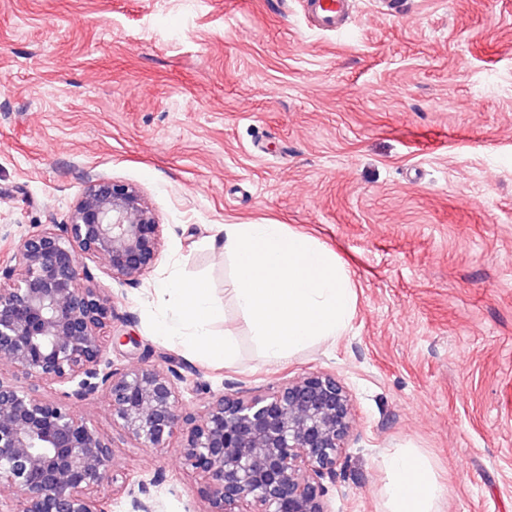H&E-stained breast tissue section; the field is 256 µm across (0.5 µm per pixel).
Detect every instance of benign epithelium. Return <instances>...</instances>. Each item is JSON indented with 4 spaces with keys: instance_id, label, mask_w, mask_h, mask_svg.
Returning a JSON list of instances; mask_svg holds the SVG:
<instances>
[{
    "instance_id": "7a95c632",
    "label": "benign epithelium",
    "mask_w": 512,
    "mask_h": 512,
    "mask_svg": "<svg viewBox=\"0 0 512 512\" xmlns=\"http://www.w3.org/2000/svg\"><path fill=\"white\" fill-rule=\"evenodd\" d=\"M163 225L133 185L95 179L67 222L29 232L0 266L1 498L14 512H108L92 492L109 479L110 442L79 413L102 392L112 424L138 447L161 452L177 438L186 468L204 481L205 512H329L323 480H336L353 428L346 387L324 371L277 387L211 397L186 411L173 367L104 370L103 330L115 317L84 259L135 284L156 264ZM69 386L49 400L34 383ZM130 512H153L145 483L122 486Z\"/></svg>"
}]
</instances>
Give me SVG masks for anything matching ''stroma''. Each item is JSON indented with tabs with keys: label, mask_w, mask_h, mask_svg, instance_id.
Returning a JSON list of instances; mask_svg holds the SVG:
<instances>
[{
	"label": "stroma",
	"mask_w": 512,
	"mask_h": 512,
	"mask_svg": "<svg viewBox=\"0 0 512 512\" xmlns=\"http://www.w3.org/2000/svg\"><path fill=\"white\" fill-rule=\"evenodd\" d=\"M352 29H310L300 0H0V263L89 180L134 185L162 250L136 285L88 260L118 315L106 362L183 366L194 413L228 380L333 373L355 422L332 512H387L399 448L431 460L439 512H512V0H361ZM224 224L332 251L356 294L347 332L266 362L205 244ZM175 273L223 302L233 359L156 337ZM81 411L112 445L111 512H129V477L157 512H204L177 445L136 447L103 397Z\"/></svg>",
	"instance_id": "1"
}]
</instances>
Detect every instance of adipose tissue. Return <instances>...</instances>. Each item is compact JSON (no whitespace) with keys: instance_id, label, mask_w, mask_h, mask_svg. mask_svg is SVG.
Returning <instances> with one entry per match:
<instances>
[{"instance_id":"adipose-tissue-1","label":"adipose tissue","mask_w":512,"mask_h":512,"mask_svg":"<svg viewBox=\"0 0 512 512\" xmlns=\"http://www.w3.org/2000/svg\"><path fill=\"white\" fill-rule=\"evenodd\" d=\"M167 288L175 293L174 308L163 311L157 334L165 340H181L208 359L231 360L237 353L235 337H216L211 324L222 319L224 310L204 281L170 276ZM388 512H437L441 487L431 461L413 449H399L384 460Z\"/></svg>"}]
</instances>
